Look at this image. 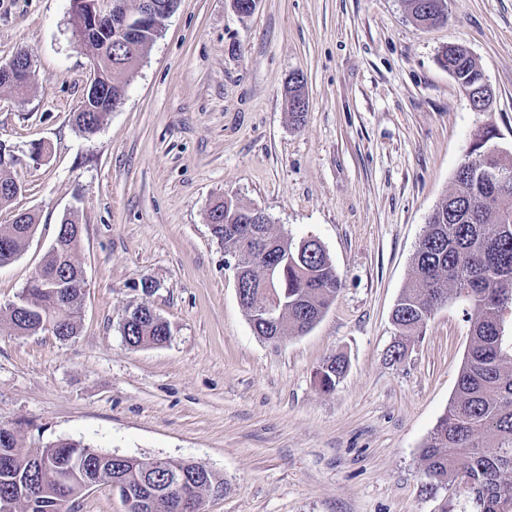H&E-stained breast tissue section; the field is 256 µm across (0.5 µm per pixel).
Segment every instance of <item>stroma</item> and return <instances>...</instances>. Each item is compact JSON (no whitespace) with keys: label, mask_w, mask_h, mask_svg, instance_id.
<instances>
[{"label":"stroma","mask_w":512,"mask_h":512,"mask_svg":"<svg viewBox=\"0 0 512 512\" xmlns=\"http://www.w3.org/2000/svg\"><path fill=\"white\" fill-rule=\"evenodd\" d=\"M451 43L483 68L489 111L440 66ZM22 48L33 78L23 93L0 89V142L24 157L23 191L0 224L20 209L39 223L0 267V312L69 214L84 288L71 339L0 324V422L29 448L64 438L203 463L227 484L204 512H461L453 490L425 492L420 452L455 393L465 305L439 306L397 362L391 311L478 128L512 151V0H448L431 28L405 0H257L249 14L179 0L90 137L72 122L93 61L74 42L71 0H0V61ZM41 142L50 157L27 160ZM222 195L326 250L343 287L307 333H255L208 222ZM136 305L168 322L166 345L125 343L120 320ZM332 354L348 369L324 392L314 372ZM303 86L304 84L299 80L297 74H294L290 79H288V109L294 120L298 123L303 121L307 107L306 99L304 105L299 102L301 97L305 98L302 91Z\"/></svg>","instance_id":"1"}]
</instances>
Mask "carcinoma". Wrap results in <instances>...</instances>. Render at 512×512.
<instances>
[{
    "label": "carcinoma",
    "instance_id": "cac0c4a2",
    "mask_svg": "<svg viewBox=\"0 0 512 512\" xmlns=\"http://www.w3.org/2000/svg\"><path fill=\"white\" fill-rule=\"evenodd\" d=\"M416 25L427 27L447 19V0H407ZM76 44L88 51L99 75L102 93L117 106L140 59L155 39L149 27L123 46L89 36V30H110V19L72 14ZM440 64L455 78L476 112L488 110L478 95L484 72L470 53L446 49ZM303 83L288 79V109L304 120L300 103ZM74 112L79 131L95 134L107 109ZM495 133L481 128L473 140L476 158L458 166L455 189L428 217L417 248L411 278L392 311L399 335L412 339L423 331L434 310L450 299L464 301L471 339L461 364L455 394L438 420L420 458L425 488L454 487L465 495L471 512H512V343L504 336L503 317L512 311V186L504 190L490 178L496 171L512 173V153L491 150ZM13 150L0 144V207L17 198L19 182L12 176ZM250 209L230 198H217L209 209L213 236L234 255L244 271L242 305L258 336L276 342L286 329L309 331L328 310L342 288V279L318 240L295 241L275 236L262 222L248 219ZM37 227L30 211L0 224V264L14 260ZM82 227L73 216L58 225L54 243L26 288L9 305L7 322L18 336L46 327L67 340L77 335L83 297V272L77 262ZM276 276L266 286V263ZM279 299L274 314L262 309ZM120 332L127 345L162 346L169 324L148 307L125 310ZM347 370L339 354L325 358L315 371L324 392L335 389ZM115 483L125 512H178V503L193 497L203 512L204 496L226 487L224 480L199 463L133 457L120 460L89 445L58 439L43 448L23 447L14 431L0 430V512H71L84 494L88 474Z\"/></svg>",
    "mask_w": 512,
    "mask_h": 512
}]
</instances>
